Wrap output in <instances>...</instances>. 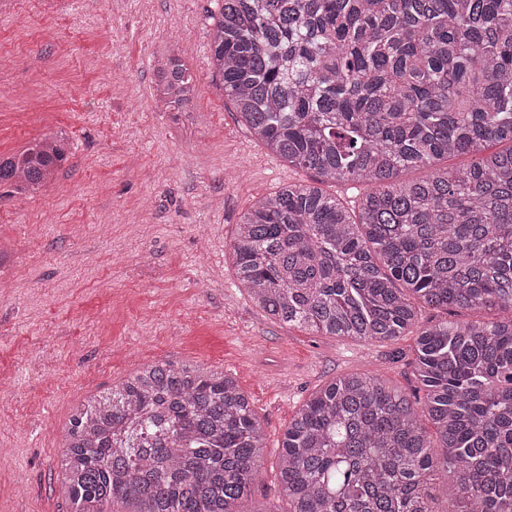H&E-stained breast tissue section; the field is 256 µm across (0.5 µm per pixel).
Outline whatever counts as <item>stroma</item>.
Listing matches in <instances>:
<instances>
[{
	"label": "stroma",
	"mask_w": 512,
	"mask_h": 512,
	"mask_svg": "<svg viewBox=\"0 0 512 512\" xmlns=\"http://www.w3.org/2000/svg\"><path fill=\"white\" fill-rule=\"evenodd\" d=\"M213 0H0V155L67 127L57 183L0 199V512H68L57 480L73 408L137 366L236 377L265 438L244 512H285L279 444L339 376L413 394L414 334L364 343L270 319L236 285L242 215L308 172L255 140L209 66ZM185 52L183 112L158 110L154 58Z\"/></svg>",
	"instance_id": "35a3bbf8"
}]
</instances>
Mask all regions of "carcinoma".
Returning <instances> with one entry per match:
<instances>
[{
  "label": "carcinoma",
  "mask_w": 512,
  "mask_h": 512,
  "mask_svg": "<svg viewBox=\"0 0 512 512\" xmlns=\"http://www.w3.org/2000/svg\"><path fill=\"white\" fill-rule=\"evenodd\" d=\"M210 65L238 119L312 174L255 202L232 250L274 319L372 343L418 328L426 420L386 380L315 393L278 454L288 512H512V0H214ZM157 102L188 105L181 53L156 61ZM53 131L0 156V198L56 182ZM474 154L466 167L438 161ZM427 169L402 180L406 169ZM365 183L357 213L327 183ZM468 321L418 325L420 308ZM263 432L236 378L143 365L80 402L63 438L69 512H240Z\"/></svg>",
  "instance_id": "carcinoma-1"
}]
</instances>
